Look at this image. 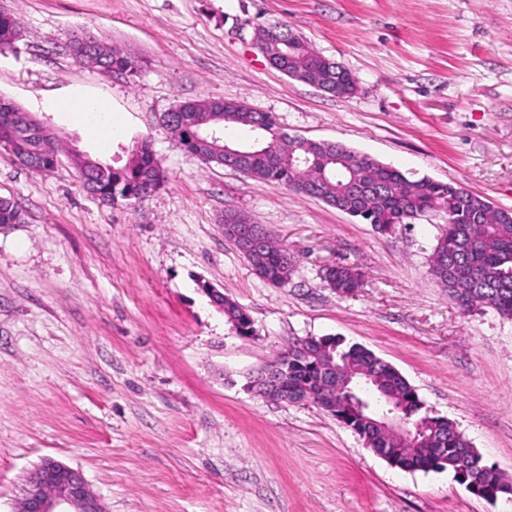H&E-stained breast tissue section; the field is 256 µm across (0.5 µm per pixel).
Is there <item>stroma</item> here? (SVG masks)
Wrapping results in <instances>:
<instances>
[{"instance_id":"35a3bbf8","label":"stroma","mask_w":512,"mask_h":512,"mask_svg":"<svg viewBox=\"0 0 512 512\" xmlns=\"http://www.w3.org/2000/svg\"><path fill=\"white\" fill-rule=\"evenodd\" d=\"M21 36L0 53V98L75 148L123 165L150 138L165 185L103 205L68 158L34 173L0 149V512L52 458L81 471L105 512H512L451 473L403 471L312 403L266 401L251 372L288 342L335 336L397 369L486 464L512 478V319L462 311L429 273L445 217L391 234L321 200L206 164L161 116L201 97L273 113L282 131L339 142L407 175L512 209V0H0ZM283 24L347 69L338 98L274 68L255 42ZM107 39L137 75L78 65L75 37ZM79 98L112 115L110 148ZM227 213L294 256L283 286L224 236ZM359 270L341 296L327 266ZM243 307L235 335L200 290Z\"/></svg>"}]
</instances>
